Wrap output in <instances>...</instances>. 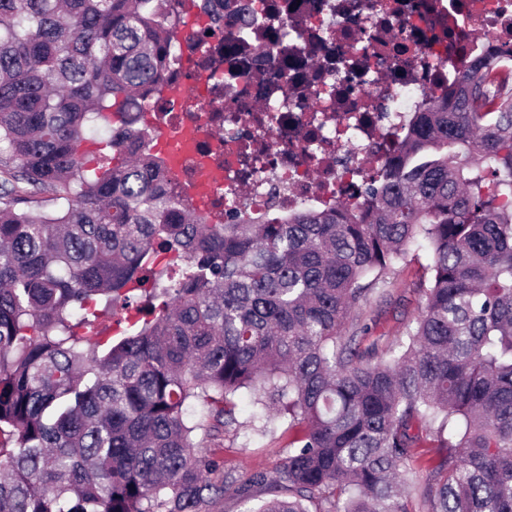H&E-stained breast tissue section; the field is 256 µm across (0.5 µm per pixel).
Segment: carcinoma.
<instances>
[{
  "label": "carcinoma",
  "mask_w": 512,
  "mask_h": 512,
  "mask_svg": "<svg viewBox=\"0 0 512 512\" xmlns=\"http://www.w3.org/2000/svg\"><path fill=\"white\" fill-rule=\"evenodd\" d=\"M183 2L0 0V512L245 498L223 448L243 393L256 434L294 431L288 496L249 480L259 512H512V59L467 66L358 203L211 224L127 119ZM111 108L120 160L89 181L78 147ZM418 239L425 302L383 358L357 310ZM134 291L121 335L78 334Z\"/></svg>",
  "instance_id": "obj_1"
}]
</instances>
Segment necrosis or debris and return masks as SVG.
<instances>
[{
  "instance_id": "necrosis-or-debris-1",
  "label": "necrosis or debris",
  "mask_w": 512,
  "mask_h": 512,
  "mask_svg": "<svg viewBox=\"0 0 512 512\" xmlns=\"http://www.w3.org/2000/svg\"><path fill=\"white\" fill-rule=\"evenodd\" d=\"M202 2L212 36L181 34L169 69L201 107L153 106L160 125L198 129L171 176L186 184L197 160L213 161L211 204L228 224L355 202L463 63L512 55V0H247L245 12Z\"/></svg>"
}]
</instances>
